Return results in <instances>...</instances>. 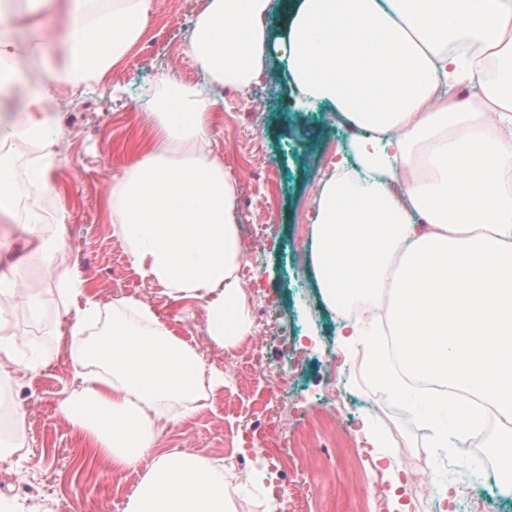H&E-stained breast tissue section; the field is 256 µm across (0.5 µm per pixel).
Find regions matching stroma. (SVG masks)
Wrapping results in <instances>:
<instances>
[{"label":"stroma","mask_w":512,"mask_h":512,"mask_svg":"<svg viewBox=\"0 0 512 512\" xmlns=\"http://www.w3.org/2000/svg\"><path fill=\"white\" fill-rule=\"evenodd\" d=\"M203 4L160 0L128 58L80 95L62 100L58 113L62 164L53 206L67 225L70 266L97 285L103 303L122 296L151 303L206 365L224 373V387L211 394L206 409L162 433L161 450L219 461L232 475L233 512H264L272 499L281 512H320L330 493L327 475L339 466L335 437L290 452L275 450L271 440H297L309 421L330 415L349 439L371 448L384 474L387 512H512V496L475 479L491 470L484 444L469 448L454 469L445 463L448 451L429 453L425 486L403 489L408 458L384 453L372 434L382 431L407 448L428 449L431 430L399 413L366 381L362 367H353L345 380L336 376V316L316 285L310 201L351 133L336 122L330 105L296 107L285 57L274 58L269 75L247 97L225 91L212 140L213 151L238 181L240 277L251 335L228 350L215 346L201 302L171 305L160 287L132 269L108 215L112 178L130 145L152 137L136 104L153 79L170 70L186 82L198 81L184 49ZM11 319L29 351L50 352L52 359L38 374L11 385L15 404L27 412V434L24 452L0 461V497L47 512H123L138 476L80 465L77 435L56 412L76 383L66 317L54 305L37 326L16 304ZM289 347L294 355H286ZM310 458L318 463L311 471L304 466Z\"/></svg>","instance_id":"1"}]
</instances>
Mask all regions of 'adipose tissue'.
Instances as JSON below:
<instances>
[{"label": "adipose tissue", "mask_w": 512, "mask_h": 512, "mask_svg": "<svg viewBox=\"0 0 512 512\" xmlns=\"http://www.w3.org/2000/svg\"><path fill=\"white\" fill-rule=\"evenodd\" d=\"M156 0H0V90L22 117L0 139V223L26 237L31 262L57 285L34 293L0 270V299L33 316L64 301L77 383L57 414L86 460L140 473L124 512H231L222 470L163 452L164 429L206 406L224 375L147 301H112L67 265L64 223L37 201L57 192L61 163L52 42L78 91L141 41ZM274 0H204L186 41L200 83L159 75L141 104L151 141L133 143L108 197L113 233L136 273L171 302H202L210 341L229 349L251 333L239 276L237 180L211 149L230 89L247 95L272 55L288 59L300 107L330 104L358 128L313 206V264L337 315L336 348L361 350L366 376L433 431V449L466 447L488 418L495 469L512 480V0H288L286 35L269 40ZM476 95L459 99L456 91ZM362 306L369 316L348 319ZM396 336L398 364L385 354ZM20 359L0 309V378L37 373ZM439 385L423 399L404 375Z\"/></svg>", "instance_id": "1"}]
</instances>
